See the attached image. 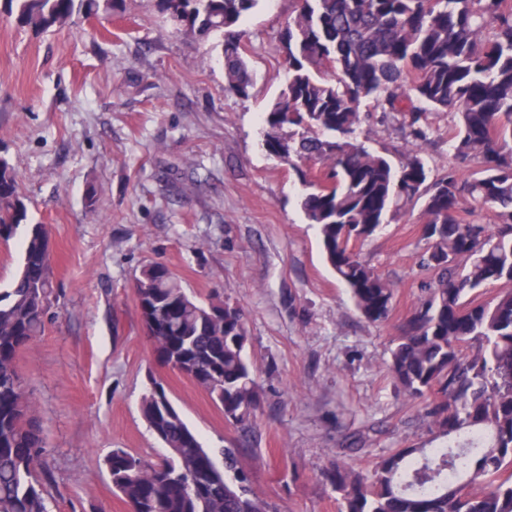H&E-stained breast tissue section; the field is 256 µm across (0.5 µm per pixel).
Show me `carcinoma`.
Wrapping results in <instances>:
<instances>
[{
	"instance_id": "obj_1",
	"label": "carcinoma",
	"mask_w": 512,
	"mask_h": 512,
	"mask_svg": "<svg viewBox=\"0 0 512 512\" xmlns=\"http://www.w3.org/2000/svg\"><path fill=\"white\" fill-rule=\"evenodd\" d=\"M119 0H0V13L36 35L110 14ZM280 32L288 81L266 115L265 145L298 175L299 206L359 314L389 320L394 286L354 251L382 224L420 206L431 272L397 326L388 373L423 402L435 448H393L365 468L361 439L321 472L336 512H512V0H298ZM258 0H166L168 20L224 33V88L247 97L255 72L238 30ZM453 114L452 162L431 175L422 144L430 116ZM396 123L399 166L359 142ZM490 221L481 219L482 214ZM11 163L0 157V239L23 231L22 265L0 289V512H47L38 469L47 440L19 366L44 332L51 294L49 235L27 223ZM488 300L472 293L494 285ZM157 361L196 370L195 384L226 421L246 429L260 403L241 308L191 296L159 263L134 283ZM141 414L168 449L157 463L117 449L106 465L128 512H277L251 487L239 449L215 452L168 396L148 390Z\"/></svg>"
}]
</instances>
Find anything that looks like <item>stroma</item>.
<instances>
[{
    "mask_svg": "<svg viewBox=\"0 0 512 512\" xmlns=\"http://www.w3.org/2000/svg\"><path fill=\"white\" fill-rule=\"evenodd\" d=\"M296 7L259 0L241 22L256 72L246 97L224 89L223 35L175 32L156 0L41 36L0 17V155L51 241L45 329L19 357L49 443V512H128L104 459L164 455L140 411L154 378L206 447L243 451L278 512H336L319 472L353 434L367 439L363 467L429 440L422 402L385 369L426 278L419 211L354 246L396 289L390 319L368 323L323 259L295 172L263 145L285 83L279 32ZM154 262L198 299L244 312L262 395L249 434L157 362L133 293Z\"/></svg>",
    "mask_w": 512,
    "mask_h": 512,
    "instance_id": "obj_1",
    "label": "stroma"
}]
</instances>
